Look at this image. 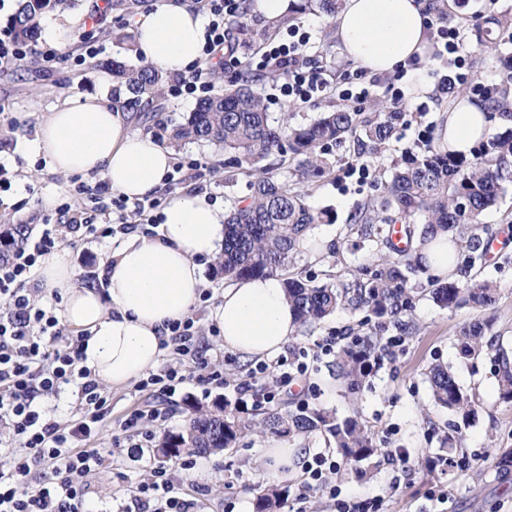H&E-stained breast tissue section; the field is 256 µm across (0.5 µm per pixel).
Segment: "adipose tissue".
<instances>
[{"label":"adipose tissue","mask_w":512,"mask_h":512,"mask_svg":"<svg viewBox=\"0 0 512 512\" xmlns=\"http://www.w3.org/2000/svg\"><path fill=\"white\" fill-rule=\"evenodd\" d=\"M427 7L428 0H343L336 37L344 55L376 74L416 62L412 90L429 94ZM208 24L205 15L181 0H162L139 22L137 51L147 63L184 71L202 58ZM442 117L440 144L455 152H472L491 133L487 104L466 95ZM25 149L63 177H103L131 201L162 187L173 165L169 148L132 130L120 108L92 95L70 97L45 113ZM224 219L223 208L206 194L172 195L154 235L134 233L113 248L104 263L107 287L102 291L76 284L63 252L39 258L43 293L59 294L63 326L85 334L84 364L99 384L121 387L157 366L169 323L187 319L205 288L204 262L224 250ZM212 318L220 346L252 360L277 355L297 331L284 281L277 275L235 281L219 297Z\"/></svg>","instance_id":"1"}]
</instances>
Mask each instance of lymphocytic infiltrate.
Wrapping results in <instances>:
<instances>
[{"label":"lymphocytic infiltrate","instance_id":"1","mask_svg":"<svg viewBox=\"0 0 512 512\" xmlns=\"http://www.w3.org/2000/svg\"><path fill=\"white\" fill-rule=\"evenodd\" d=\"M203 2L211 17L206 53L216 57L224 69L246 67L276 74L280 96L298 104L333 96L357 105L382 86L391 109L406 110L401 85L404 70L384 81L357 71L344 74L340 82H331L327 69L308 56L310 35L300 26L288 28L286 35L257 49L239 53L229 31L231 22L241 16L242 0ZM428 28L434 56L446 69L438 79V91L449 94L456 85L467 84L474 95L493 98L495 84L475 80L471 73L472 52L462 27L434 16ZM111 205L120 212L134 208L142 216L155 203L146 199L130 204L121 197ZM108 206L98 203L88 216L44 225L31 243L6 248L0 254V297L7 302L6 309L0 310V429L5 432L0 447L11 452L13 459L9 469L0 471V512H89L84 478L103 457L98 449L83 447L82 442L98 434L112 410V398L82 364V337L63 338L55 306L37 304L39 288L33 269L39 257L61 245L73 246L88 236L100 239L131 232V225L121 219L112 225L99 223ZM69 384L78 387L75 420L63 423L47 417L40 399ZM138 492L151 502L150 512H195L194 500L174 496L166 470H157L154 481L141 485Z\"/></svg>","mask_w":512,"mask_h":512}]
</instances>
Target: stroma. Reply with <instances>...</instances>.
<instances>
[{"mask_svg": "<svg viewBox=\"0 0 512 512\" xmlns=\"http://www.w3.org/2000/svg\"><path fill=\"white\" fill-rule=\"evenodd\" d=\"M161 0H141L136 12L119 7L100 11L101 0H75L71 12L80 16V24L65 41L38 39L31 45L26 70L0 69V232L23 237H36L44 217L56 214L57 205L67 203L79 208L90 200L88 193H79L80 185L95 187L97 177L74 175L62 177L48 162L23 148L35 138L44 112L60 105L70 94L102 97L106 102L127 100L123 86H102L98 82L102 60L124 56L130 65L140 64L136 53H122L112 39L115 28L136 32L139 15L155 9ZM301 25L311 35V53L317 65L334 74L353 68L345 58L338 41L330 40L334 26L310 0L295 13L290 23L269 25L258 14H250L246 27L235 29L236 39L252 46L263 44L264 33L285 34L289 25ZM93 33L96 57L77 63L83 52L81 37ZM55 51L52 61H45L46 51ZM265 101L272 119L289 116L291 124L304 125L316 119L320 112L339 106V99L328 97L311 105H300L278 98L274 79L253 85ZM441 96L409 95L406 122L397 130L389 147L379 153L357 151L353 144L333 149L331 176L304 186L306 204L323 213L322 223L314 225L311 234L340 246V258H320L304 251L294 256L290 271L312 277L316 283H339L348 280L352 270L368 265L378 256L376 246L369 241L349 236L348 224L357 205L375 194L380 179L387 176L395 163L418 152L419 136L436 138L441 124ZM427 111H419V104ZM197 105L193 98L164 96L145 112L131 115L134 129L150 135L158 143H166L171 128L185 122ZM364 163L371 170L368 179L348 175V163ZM177 169L173 181L167 182L154 194L158 201L175 192H207L210 199L227 206L247 197L250 176L238 173L232 152L208 142H191L175 153ZM52 197L53 206H44L45 197ZM120 236L93 242L65 246L64 251L73 268L77 284L100 286L103 264ZM475 274L491 280L498 287L495 305L486 311L469 307L444 308L435 304L427 291L425 274L411 277V287L418 296L412 311L414 327L404 331L388 327L384 339L389 340L377 372L358 387L351 388L336 377V357L326 355L321 346L327 337L349 334L364 320L365 312L348 308L333 315L312 329H299L295 341L282 352L285 359L305 353L308 367L305 386L281 391L274 399L260 397L258 390L264 378L256 374V361L220 348L218 331L211 318L212 301L228 287L230 281L217 274L213 265H206L204 276L208 298L193 309L197 328L194 353L197 361L215 365L224 375L223 383H200L188 377L176 391L168 395L158 388H141L130 384L112 392V411L96 437L87 440L90 448H106L102 466L86 478L87 499L93 512H124L131 504V493L143 483L151 482L156 467H166L173 485L186 498L196 500L200 512H253L256 497L269 485L287 488L284 512H336V499L328 494L313 493L307 503H299L306 475L303 467L271 470L261 457L269 444L302 449L305 456L328 451L327 437L315 433L306 438L279 437L268 442L253 433L242 435L237 443L223 451L196 455L193 469H183L181 463L167 461L155 448L144 449L138 455L112 450L113 439L123 437L126 418L137 409L154 408L162 419L150 423L155 437L179 432L185 425L191 406L212 407L218 400L239 410L242 417L259 420L263 413L283 408L285 402L302 403L335 411L337 417H359L374 434L378 454L358 474L343 468L329 475L338 499L360 502L385 498L388 512H512V477L502 478L496 468L499 454L512 448V402L499 395L495 365L491 356L464 359L459 352L461 331L476 320L489 319L488 332L494 344L502 345L512 355V245L498 258L476 264ZM450 366L460 387L473 395L478 403L475 419L463 427L456 440V464L436 472L423 467V460L445 458L444 439L452 414L435 405L427 380L433 365ZM403 448L409 454L407 463L388 460L385 451Z\"/></svg>", "mask_w": 512, "mask_h": 512, "instance_id": "35a3bbf8", "label": "stroma"}]
</instances>
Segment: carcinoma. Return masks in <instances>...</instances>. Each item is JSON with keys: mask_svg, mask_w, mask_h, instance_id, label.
Segmentation results:
<instances>
[{"mask_svg": "<svg viewBox=\"0 0 512 512\" xmlns=\"http://www.w3.org/2000/svg\"><path fill=\"white\" fill-rule=\"evenodd\" d=\"M67 6V0H18L8 31L20 42L37 36V19L43 13ZM512 28V17L496 12L487 17L480 45L488 42L492 30ZM103 65L131 95L129 104L152 102L164 94L169 74L152 64L130 67L117 59ZM260 78L244 75L231 82L222 93L202 99L187 121L170 134L176 143L206 141L224 146L236 154L237 166L249 169L256 159L288 145L291 163L286 180L258 174L251 193L234 202L225 220L224 253L216 262V272L231 278L277 275L285 271L300 251L312 226L322 216L303 202L297 185L324 177L331 169L329 147L348 141L379 152L391 143L406 113L394 112L380 103L371 113L336 109L305 126H294L288 118L270 121L264 100L251 85ZM512 177V128L497 134L467 157L441 149L434 141L416 156L403 160L381 180L377 193L366 198L351 218L349 231L374 242L378 260L351 274L337 286L312 283L300 273L284 278L288 300L296 312L298 325L312 327L339 308L364 310L375 322L357 342L342 348L336 356V375L349 387L371 375L370 360L383 349L381 332L389 324L401 325L413 307L416 291L408 287L409 275L425 269L418 255L396 251L390 229L400 223L407 244L415 236L426 242L440 231L448 238V262L454 273L448 280L431 283L430 295L440 306L471 305L489 308L496 303L493 282L471 273L482 259L480 217L499 197L502 183ZM490 324L477 321L462 331L460 352L475 358L493 347L487 338ZM500 397L512 401V362L498 349L494 357ZM428 379L437 404L455 417L449 424L448 444L455 434L477 414L474 397L463 391L446 367L430 368ZM255 432L274 438L290 434L328 436L345 466L357 473L378 453L374 435L358 419L338 418L320 408L300 405L292 411L278 409L259 422L245 421L219 401L211 409L195 408L183 429L163 435L159 447L167 459H177L186 451L213 453L231 447L242 434ZM286 491L270 487L257 496L255 512H276Z\"/></svg>", "mask_w": 512, "mask_h": 512, "instance_id": "carcinoma-1", "label": "carcinoma"}]
</instances>
